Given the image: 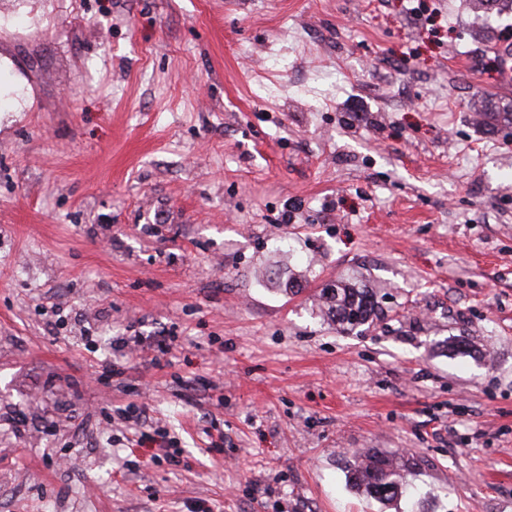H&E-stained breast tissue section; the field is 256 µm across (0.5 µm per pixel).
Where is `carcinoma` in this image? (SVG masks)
Returning <instances> with one entry per match:
<instances>
[{"label": "carcinoma", "mask_w": 512, "mask_h": 512, "mask_svg": "<svg viewBox=\"0 0 512 512\" xmlns=\"http://www.w3.org/2000/svg\"><path fill=\"white\" fill-rule=\"evenodd\" d=\"M322 297L329 318L341 331H352L369 323L375 313L373 291L365 285L324 288ZM348 479L354 488L384 503L398 499L406 485L404 468L398 459L371 450L354 457Z\"/></svg>", "instance_id": "1"}]
</instances>
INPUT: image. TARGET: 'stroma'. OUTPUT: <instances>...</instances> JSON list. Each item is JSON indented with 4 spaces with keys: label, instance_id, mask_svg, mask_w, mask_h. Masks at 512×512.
Listing matches in <instances>:
<instances>
[{
    "label": "stroma",
    "instance_id": "1",
    "mask_svg": "<svg viewBox=\"0 0 512 512\" xmlns=\"http://www.w3.org/2000/svg\"><path fill=\"white\" fill-rule=\"evenodd\" d=\"M510 29L0 0V512H512V124L480 122ZM354 278L378 316L342 333L320 294ZM367 448L405 496L349 484Z\"/></svg>",
    "mask_w": 512,
    "mask_h": 512
}]
</instances>
